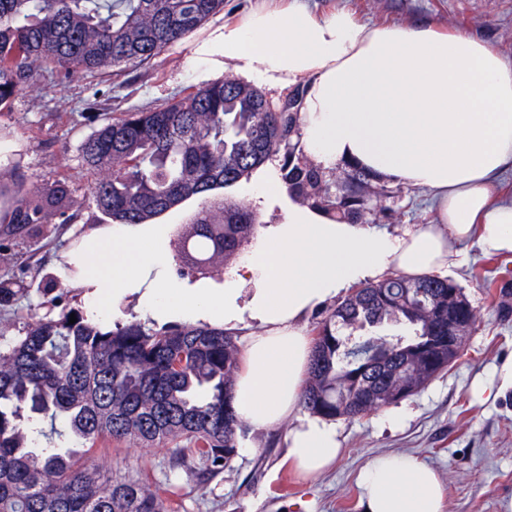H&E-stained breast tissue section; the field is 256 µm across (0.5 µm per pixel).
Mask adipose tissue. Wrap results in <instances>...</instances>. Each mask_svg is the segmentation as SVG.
Segmentation results:
<instances>
[{
	"instance_id": "ef3b65f1",
	"label": "adipose tissue",
	"mask_w": 512,
	"mask_h": 512,
	"mask_svg": "<svg viewBox=\"0 0 512 512\" xmlns=\"http://www.w3.org/2000/svg\"><path fill=\"white\" fill-rule=\"evenodd\" d=\"M206 75L235 73L271 89L303 84L301 147L315 164H351L434 202L428 223L394 234L328 217L296 202L277 173L257 169L252 197L283 219L262 226L223 284L172 275L162 224L86 228L60 276L83 291L89 318L134 307L154 324L191 322L243 331L233 395L254 431L292 420L286 455L313 477L340 452L334 423L302 411L312 353L304 322L345 292L394 274L444 276L463 264L451 242L512 256V58L434 21L367 24L350 10L300 0H252L194 50ZM364 512H444L436 472L416 457L382 455L360 471Z\"/></svg>"
}]
</instances>
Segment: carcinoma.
Wrapping results in <instances>:
<instances>
[{
    "mask_svg": "<svg viewBox=\"0 0 512 512\" xmlns=\"http://www.w3.org/2000/svg\"><path fill=\"white\" fill-rule=\"evenodd\" d=\"M224 0H0V111L48 69L64 80L141 64L179 42ZM300 112H282L255 87L228 75L159 108L122 112L81 144L95 174L92 199L118 224H147L186 200H201L194 224H222L245 241L256 215L243 202L208 200L282 155L281 178L298 201L362 224L385 216L378 178L346 165L318 167L299 148ZM69 198L65 180L33 191L25 175L0 180L8 223L45 224ZM194 249L211 264L206 239ZM450 278L388 276L349 294L315 326L302 405L328 419L359 418L410 397L448 368ZM76 323H69L70 315ZM406 322L408 339L375 333L350 346L345 329ZM240 349L222 327L105 329L80 311L29 323L0 350V512H167L138 480L110 479L84 458L101 437L164 444L176 463L217 474L238 448L232 390ZM367 397L359 405L354 388ZM60 421L73 446H44V420Z\"/></svg>",
    "mask_w": 512,
    "mask_h": 512,
    "instance_id": "obj_1",
    "label": "carcinoma"
}]
</instances>
